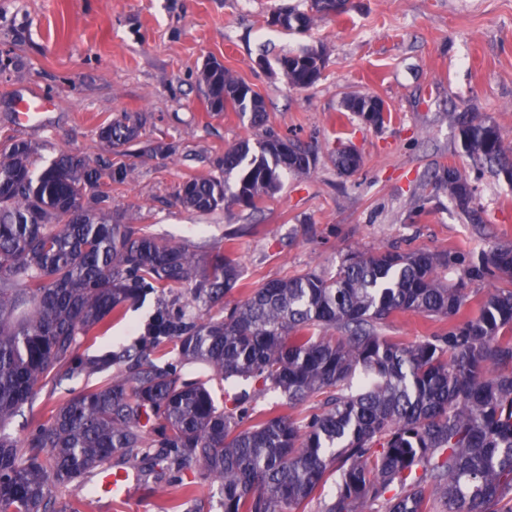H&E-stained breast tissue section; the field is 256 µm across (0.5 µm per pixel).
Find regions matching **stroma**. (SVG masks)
<instances>
[{
    "instance_id": "35a3bbf8",
    "label": "stroma",
    "mask_w": 512,
    "mask_h": 512,
    "mask_svg": "<svg viewBox=\"0 0 512 512\" xmlns=\"http://www.w3.org/2000/svg\"><path fill=\"white\" fill-rule=\"evenodd\" d=\"M304 0H0V140L29 142L35 171L60 151L112 164L126 158L99 136L123 112L146 117L142 143H169L166 159L134 160L131 181L112 187L115 219L171 241L194 243L201 261L233 246L242 287L335 272L351 250L394 248L472 255L512 246V186L478 175L480 219L448 198L438 176L455 166L474 174L449 113L492 117L512 143V0H350L346 13L305 33L270 22ZM325 53L319 81L292 88L275 64L307 48ZM217 59L267 104L254 129L231 111L210 112L198 75ZM39 93L49 107L21 122L18 103ZM370 95L386 107L382 126L346 112L348 95ZM297 135L316 150L309 173L288 174L254 212L229 204L201 215L176 200L180 185L208 176L225 150L266 133ZM348 147L362 157L352 175L331 164ZM476 174V173H475ZM155 296L128 307L107 333L79 337L87 358L132 343L153 313ZM446 320L397 313L384 335L414 342L444 333ZM102 375L75 371L47 382L12 419L25 438L64 400L99 385ZM178 491L136 483L121 504L84 494L81 512H172Z\"/></svg>"
}]
</instances>
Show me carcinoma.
Segmentation results:
<instances>
[{"label": "carcinoma", "instance_id": "cac0c4a2", "mask_svg": "<svg viewBox=\"0 0 512 512\" xmlns=\"http://www.w3.org/2000/svg\"><path fill=\"white\" fill-rule=\"evenodd\" d=\"M289 7L288 30L311 28L332 0ZM288 84L306 88L318 70L287 56ZM212 112L231 110L252 127L266 119L261 94L217 60L201 73ZM371 96L341 107L365 112ZM463 151L512 186V148L490 117L450 114ZM145 124L123 112L99 130L114 146L138 143ZM24 141L0 144V512H80L59 487L98 490L104 471L132 467L145 483H178L189 512H204L197 484L179 474L194 466L218 487L222 512H299L334 480L321 512H512V246L462 257L427 250L350 251L331 276L309 272L271 280L218 313L203 309L238 286L231 253L207 267L197 251L112 221L104 182L124 183L134 164H91L62 152L39 175ZM294 136L243 140L216 162L219 175L185 182L178 199L207 214L224 202L259 209L286 172L315 165ZM341 173L361 165L342 151ZM234 190H229V180ZM448 198L475 212L477 188L450 166ZM463 266L456 282L439 269ZM487 285L477 315L461 317L467 282ZM194 284L191 299L172 296ZM160 301L137 344L90 362L117 368L99 385L62 402L18 440L4 427L50 375L81 367L78 337L123 315L128 302ZM448 320V332L405 343L380 332L397 313ZM173 353L178 363L161 362ZM201 362L207 381L178 364ZM253 379L281 392L282 405L314 400L309 416L250 413L247 398L219 406L212 385Z\"/></svg>", "mask_w": 512, "mask_h": 512}]
</instances>
